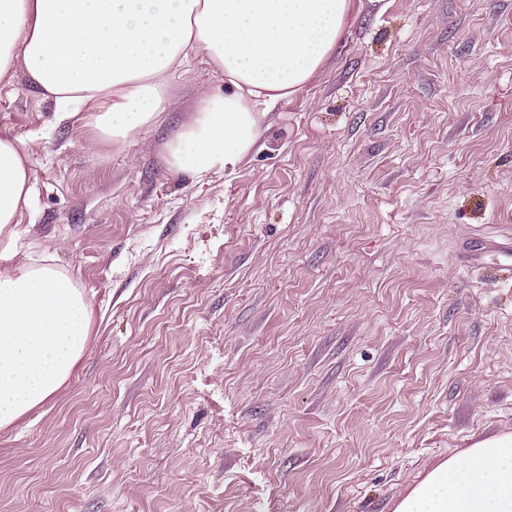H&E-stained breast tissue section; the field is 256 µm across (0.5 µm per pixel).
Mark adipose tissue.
<instances>
[{"label":"adipose tissue","instance_id":"ef3b65f1","mask_svg":"<svg viewBox=\"0 0 512 512\" xmlns=\"http://www.w3.org/2000/svg\"><path fill=\"white\" fill-rule=\"evenodd\" d=\"M352 0H0V81L16 71L60 118L86 105L115 141L166 109L169 73L203 54L224 92L201 94L164 144L172 169L235 168L263 105L300 91L341 41ZM28 154L0 137V429L51 399L88 343L92 305L49 263L15 264L33 183ZM395 512H512V435L473 444L431 470Z\"/></svg>","mask_w":512,"mask_h":512}]
</instances>
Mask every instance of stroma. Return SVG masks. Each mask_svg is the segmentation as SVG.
<instances>
[{"label": "stroma", "instance_id": "1", "mask_svg": "<svg viewBox=\"0 0 512 512\" xmlns=\"http://www.w3.org/2000/svg\"><path fill=\"white\" fill-rule=\"evenodd\" d=\"M353 0L344 40L234 170L163 145L224 79L199 56L112 142L16 73L34 172L16 263L90 299L69 382L0 431V512H395L512 434V0Z\"/></svg>", "mask_w": 512, "mask_h": 512}]
</instances>
